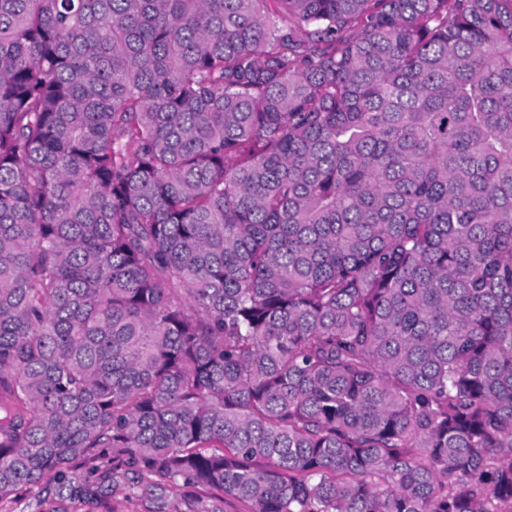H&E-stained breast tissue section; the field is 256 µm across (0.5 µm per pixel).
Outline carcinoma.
Returning <instances> with one entry per match:
<instances>
[{
  "label": "carcinoma",
  "mask_w": 512,
  "mask_h": 512,
  "mask_svg": "<svg viewBox=\"0 0 512 512\" xmlns=\"http://www.w3.org/2000/svg\"><path fill=\"white\" fill-rule=\"evenodd\" d=\"M22 488L512 512V0H0Z\"/></svg>",
  "instance_id": "obj_1"
}]
</instances>
